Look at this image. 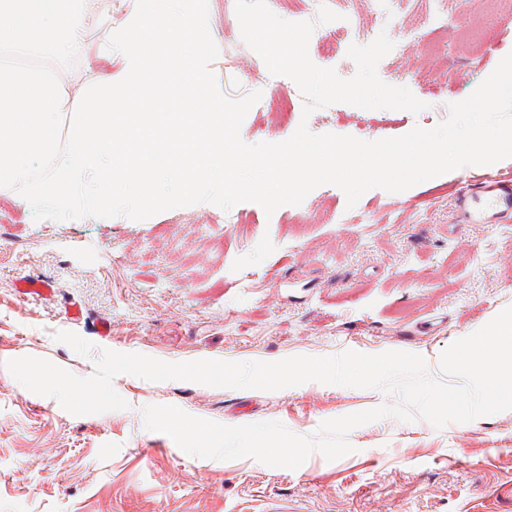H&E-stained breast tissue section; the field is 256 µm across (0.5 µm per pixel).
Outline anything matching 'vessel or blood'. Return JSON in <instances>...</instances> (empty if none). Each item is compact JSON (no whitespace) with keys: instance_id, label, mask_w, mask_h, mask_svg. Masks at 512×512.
<instances>
[{"instance_id":"obj_1","label":"vessel or blood","mask_w":512,"mask_h":512,"mask_svg":"<svg viewBox=\"0 0 512 512\" xmlns=\"http://www.w3.org/2000/svg\"><path fill=\"white\" fill-rule=\"evenodd\" d=\"M464 224H498L512 218V180L491 179L465 185L455 202Z\"/></svg>"}]
</instances>
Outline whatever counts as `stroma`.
<instances>
[{
    "label": "stroma",
    "mask_w": 512,
    "mask_h": 512,
    "mask_svg": "<svg viewBox=\"0 0 512 512\" xmlns=\"http://www.w3.org/2000/svg\"><path fill=\"white\" fill-rule=\"evenodd\" d=\"M432 0H403L388 30L395 52L378 64L386 83L426 103L420 114L347 103L310 117L270 110L296 83L271 75L241 39L233 0H208L211 63L221 93L260 91L240 136L281 142L300 123L315 134L374 141L435 127L512 53V0H446L447 33L428 35ZM355 25L311 60L344 79L356 72L350 45L380 33L369 0H339ZM417 30L426 39L414 38ZM86 31L60 81L82 88L103 71ZM512 174V158L469 165L400 192L375 188L355 207L325 184L298 206L266 215L252 202L230 211L201 203L143 221L124 216L35 220L16 189L0 190V512H483L491 491L512 481V410L434 427L383 418L345 435L354 451L329 461L315 452L299 468L185 453L147 430L141 410L173 405L227 426L278 421L312 436L326 420L392 403L373 388L309 382L279 391L194 382L114 378L124 410L74 416L18 383L8 360H49L75 376L94 372L102 350L169 363L204 359L278 361L346 351H407L440 374L450 344L512 306V218L459 224L460 179ZM22 277L49 281L51 297L19 293ZM79 304L73 320L70 304ZM112 325L98 335L101 323Z\"/></svg>",
    "instance_id": "obj_1"
}]
</instances>
